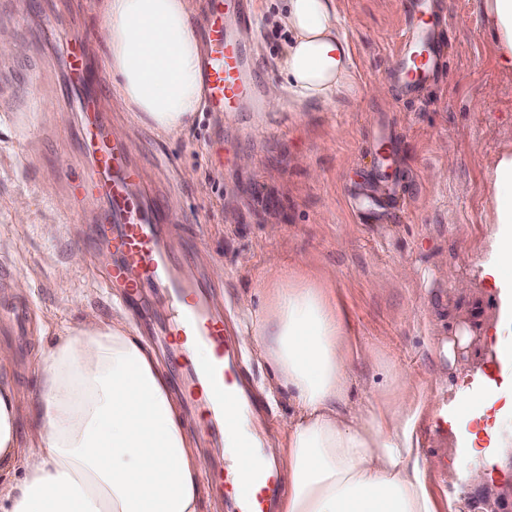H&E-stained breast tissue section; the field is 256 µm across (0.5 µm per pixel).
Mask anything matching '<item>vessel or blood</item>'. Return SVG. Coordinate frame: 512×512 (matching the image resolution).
<instances>
[{"instance_id":"b4317fda","label":"vessel or blood","mask_w":512,"mask_h":512,"mask_svg":"<svg viewBox=\"0 0 512 512\" xmlns=\"http://www.w3.org/2000/svg\"><path fill=\"white\" fill-rule=\"evenodd\" d=\"M409 9L417 21L401 32L399 47L405 56L395 59L393 66L402 81L415 86L433 73L441 40L424 19L425 0H411ZM253 25L248 0H218L204 20L209 49L202 78L213 111L262 109L252 75V54L238 36ZM66 54L70 83L91 86L94 76L80 37L67 41ZM79 137L91 162L80 177L71 180L70 189L80 209L92 207L102 197L109 202L108 210L99 212L95 221L98 243L112 253L106 284L123 289L129 303L135 302L143 289H169L174 308L169 336L180 345L192 344L207 351L206 359L192 356L177 366L184 375L189 404L200 413L207 432L223 438L226 420L239 421L256 410L253 401L244 397L237 370L240 345L226 335L224 315L212 308L206 280L184 273L182 266L191 261L192 251H169L163 240L164 212L157 204L134 195L140 173L129 165L127 146L113 137L94 101L84 105ZM229 455L230 464L218 468L212 479L229 512H273L283 491L278 469L248 441L230 449Z\"/></svg>"}]
</instances>
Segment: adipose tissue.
Returning <instances> with one entry per match:
<instances>
[{"mask_svg": "<svg viewBox=\"0 0 512 512\" xmlns=\"http://www.w3.org/2000/svg\"><path fill=\"white\" fill-rule=\"evenodd\" d=\"M486 24L512 71V0H484ZM108 45L97 59L134 117L171 136L204 104L201 45L190 0H103ZM289 38L270 106L329 105L350 91L354 65L336 0H288ZM494 227L483 273L512 288V154L489 174ZM257 285L266 303L239 336L275 368L292 410L261 446L288 475L278 512H441L434 468L419 450L431 396L392 373L372 398L352 402L353 343L331 273L270 261ZM41 396L20 397L0 377V512H201L205 456L189 436L159 362L124 314L85 316L42 360ZM38 438L23 442L21 421Z\"/></svg>", "mask_w": 512, "mask_h": 512, "instance_id": "obj_1", "label": "adipose tissue"}]
</instances>
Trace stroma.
<instances>
[{"label":"stroma","instance_id":"obj_1","mask_svg":"<svg viewBox=\"0 0 512 512\" xmlns=\"http://www.w3.org/2000/svg\"><path fill=\"white\" fill-rule=\"evenodd\" d=\"M100 2L0 0V28L25 47L0 53V269L12 272L0 305L30 311L22 339L0 317V344L13 353L9 373L27 400L41 394L40 349L84 315L121 311V289L103 286L99 251L68 231L82 221L70 171L87 162L77 153L81 95L66 84L64 41L104 43ZM431 2L447 48L416 92L388 68L409 21L402 0H336L355 63L352 93L261 118L206 110L180 136L146 125L129 142L145 182L183 218L170 247L198 242L207 270H223L213 283L230 325L264 305L254 282L277 255L332 271L354 341L377 351V360L351 364L354 400L369 397L389 367L452 400L495 386L492 408L469 424L474 439L458 433L452 413L447 436L421 441L420 451L453 461L476 448L474 463L499 483L512 472L483 427L512 431V362L496 349L501 291L481 263L493 221L487 175L512 153V72L499 65L482 0ZM283 6L253 0L263 86L277 78L288 38L277 21ZM379 85L386 95L374 94ZM244 253L253 259L247 269L238 263ZM463 324L471 337L455 365L436 359L434 344Z\"/></svg>","mask_w":512,"mask_h":512}]
</instances>
